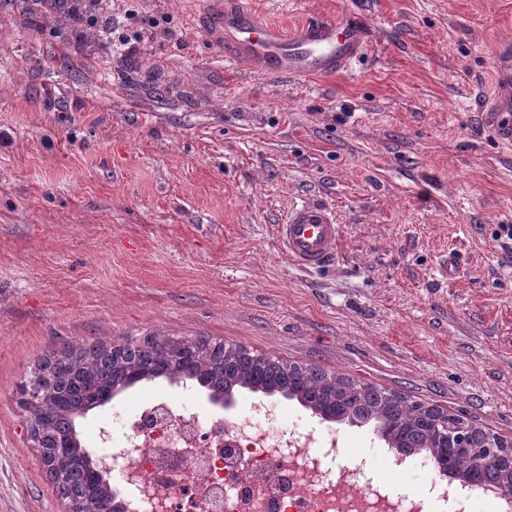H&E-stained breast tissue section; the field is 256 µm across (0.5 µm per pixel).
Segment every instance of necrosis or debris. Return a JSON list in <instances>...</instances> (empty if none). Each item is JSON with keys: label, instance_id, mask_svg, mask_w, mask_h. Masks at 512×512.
<instances>
[{"label": "necrosis or debris", "instance_id": "1", "mask_svg": "<svg viewBox=\"0 0 512 512\" xmlns=\"http://www.w3.org/2000/svg\"><path fill=\"white\" fill-rule=\"evenodd\" d=\"M97 448H123L112 485L139 512H504L481 490L451 489L422 456L396 461L365 436L353 455L332 431L278 403L243 417L203 409L195 392L116 404L92 428ZM408 485L397 493L393 479Z\"/></svg>", "mask_w": 512, "mask_h": 512}]
</instances>
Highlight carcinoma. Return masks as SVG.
I'll use <instances>...</instances> for the list:
<instances>
[{
  "label": "carcinoma",
  "mask_w": 512,
  "mask_h": 512,
  "mask_svg": "<svg viewBox=\"0 0 512 512\" xmlns=\"http://www.w3.org/2000/svg\"><path fill=\"white\" fill-rule=\"evenodd\" d=\"M160 369L169 381L189 371L194 387L212 397L219 389L228 398L246 392L294 401L317 412L322 420L367 426L389 448H405L430 457L436 469L478 478L499 488L512 481V469L501 455L484 451L470 455L461 448L444 449L450 430L469 432L467 419L451 411L427 407L369 383L328 374L298 364L256 355L243 347H226L203 338L165 339L152 336L139 342L114 345L93 341L68 346L44 358L19 386V408L26 415L32 440L52 477L65 475L59 485L72 512H123L113 506L112 487L93 466L91 449L84 447L81 427L90 411L107 397L124 391L123 380L137 374L153 381Z\"/></svg>",
  "instance_id": "carcinoma-1"
}]
</instances>
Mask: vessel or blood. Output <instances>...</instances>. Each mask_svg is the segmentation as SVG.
I'll return each mask as SVG.
<instances>
[{"label": "vessel or blood", "instance_id": "b4317fda", "mask_svg": "<svg viewBox=\"0 0 512 512\" xmlns=\"http://www.w3.org/2000/svg\"><path fill=\"white\" fill-rule=\"evenodd\" d=\"M213 35L225 59L269 75L295 81L322 79L347 71L367 52L372 38L368 19H313L291 28L267 22L250 0H224L213 17ZM486 122L498 138L512 144V46L499 49L494 93ZM280 247L300 269L313 271L335 259L342 227L327 205L293 206L276 227Z\"/></svg>", "mask_w": 512, "mask_h": 512}]
</instances>
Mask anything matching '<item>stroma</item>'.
Wrapping results in <instances>:
<instances>
[{"label":"stroma","instance_id":"stroma-1","mask_svg":"<svg viewBox=\"0 0 512 512\" xmlns=\"http://www.w3.org/2000/svg\"><path fill=\"white\" fill-rule=\"evenodd\" d=\"M251 2L278 25L357 13L374 38L297 82L226 62L211 0H97L133 53L0 0V512H68L18 386L88 339L203 336L512 438V148L480 110L512 0ZM314 200L343 237L305 272L275 226Z\"/></svg>","mask_w":512,"mask_h":512}]
</instances>
